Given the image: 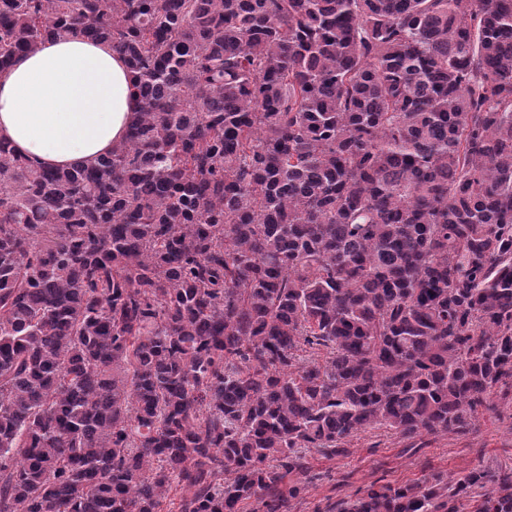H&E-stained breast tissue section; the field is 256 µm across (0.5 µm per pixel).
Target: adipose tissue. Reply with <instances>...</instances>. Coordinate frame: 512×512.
<instances>
[{
    "label": "adipose tissue",
    "instance_id": "1",
    "mask_svg": "<svg viewBox=\"0 0 512 512\" xmlns=\"http://www.w3.org/2000/svg\"><path fill=\"white\" fill-rule=\"evenodd\" d=\"M123 57L66 34L0 71V139L44 168L78 167L124 141L138 105Z\"/></svg>",
    "mask_w": 512,
    "mask_h": 512
}]
</instances>
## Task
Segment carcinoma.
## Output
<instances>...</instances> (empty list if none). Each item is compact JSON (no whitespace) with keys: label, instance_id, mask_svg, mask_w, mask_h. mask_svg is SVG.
I'll return each instance as SVG.
<instances>
[{"label":"carcinoma","instance_id":"cac0c4a2","mask_svg":"<svg viewBox=\"0 0 512 512\" xmlns=\"http://www.w3.org/2000/svg\"><path fill=\"white\" fill-rule=\"evenodd\" d=\"M112 44L80 168L0 140V512H288L307 452L512 405V0H0ZM334 512H512V467Z\"/></svg>","mask_w":512,"mask_h":512}]
</instances>
